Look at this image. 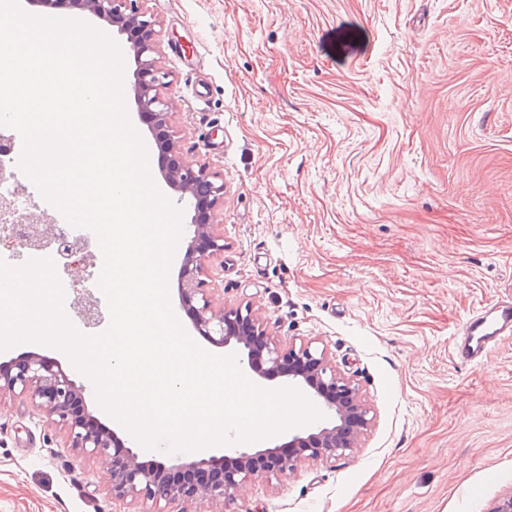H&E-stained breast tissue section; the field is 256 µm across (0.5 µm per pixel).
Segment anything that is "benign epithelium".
<instances>
[{
  "instance_id": "7a95c632",
  "label": "benign epithelium",
  "mask_w": 512,
  "mask_h": 512,
  "mask_svg": "<svg viewBox=\"0 0 512 512\" xmlns=\"http://www.w3.org/2000/svg\"><path fill=\"white\" fill-rule=\"evenodd\" d=\"M42 5L78 8L104 19L128 36L139 70L131 86L139 120L152 133L165 160V180L180 199L193 207V237L187 245L180 273L179 297L190 310L197 333L213 343L234 348L249 369L260 378L280 373L286 363L294 369L285 374L325 413V420L305 431L284 436L273 447L232 448L220 458L200 461L175 460L143 463L116 432L108 428L84 402V388L67 375L58 361L36 353L0 362V396L28 397L44 417L67 430L69 447L101 458L111 476L112 498L140 499V512H184L181 506L221 501L225 512L234 505L242 488L259 476L277 477L294 470L303 459L331 461L353 450L366 430L370 409L356 383L327 366L325 354L306 343L284 349L254 318L250 306L217 312L204 288L206 262L224 253V236L214 231L215 210L224 199V178L195 165L179 151L176 136L167 122L168 102L156 93L165 74L147 56L154 51L155 21L140 7V0H37ZM0 208L8 214L0 228V243L23 249L44 247L66 238L63 227L42 224L35 211L15 207L7 200Z\"/></svg>"
}]
</instances>
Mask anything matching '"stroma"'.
Returning <instances> with one entry per match:
<instances>
[{
	"label": "stroma",
	"mask_w": 512,
	"mask_h": 512,
	"mask_svg": "<svg viewBox=\"0 0 512 512\" xmlns=\"http://www.w3.org/2000/svg\"><path fill=\"white\" fill-rule=\"evenodd\" d=\"M184 156L224 177L214 310L250 305L358 383L331 462L237 512H491L512 494V339L452 355L512 299V0H143ZM28 399L0 397V512H139ZM511 337L512 300L496 301L481 307L466 320L455 354L470 364L484 363L493 345Z\"/></svg>",
	"instance_id": "obj_1"
}]
</instances>
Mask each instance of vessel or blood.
<instances>
[{"label":"vessel or blood","instance_id":"1","mask_svg":"<svg viewBox=\"0 0 512 512\" xmlns=\"http://www.w3.org/2000/svg\"><path fill=\"white\" fill-rule=\"evenodd\" d=\"M512 337V300H501L474 312L463 325L456 356L470 364L485 362L498 341Z\"/></svg>","mask_w":512,"mask_h":512}]
</instances>
